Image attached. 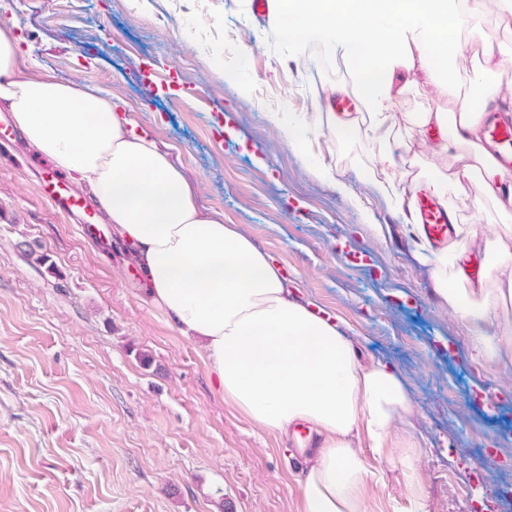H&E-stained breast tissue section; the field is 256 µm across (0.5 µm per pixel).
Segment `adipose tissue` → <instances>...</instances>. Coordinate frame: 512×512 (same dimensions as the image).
I'll use <instances>...</instances> for the list:
<instances>
[{
  "label": "adipose tissue",
  "mask_w": 512,
  "mask_h": 512,
  "mask_svg": "<svg viewBox=\"0 0 512 512\" xmlns=\"http://www.w3.org/2000/svg\"><path fill=\"white\" fill-rule=\"evenodd\" d=\"M272 11L300 19L303 29L290 43L317 41L330 56L358 59L351 85L335 90H352L366 118L340 123L329 112L325 120L339 135L370 143L386 142L394 128L398 66L413 72L409 88L435 81L469 19L468 0H272ZM22 53L15 24H0V104L37 151L89 186L114 232L132 245L151 304L201 343L225 400L265 430L284 433L301 421L319 435L297 479L299 512H367L365 491L375 473L353 442L382 451L410 406L399 376L386 365L361 363L340 323L298 298L279 265L235 225L204 212L182 170L118 103L46 72L21 75ZM481 55L467 90L418 113L411 128H446L438 152L462 162L435 171L429 191L464 204L475 188L508 217L512 195H502L501 186L512 174L494 164L479 135L490 95L485 79L504 74L505 65L489 48ZM459 256L456 247L441 252L437 293L467 326L476 357L503 359L512 354V327L492 335L486 325L512 310V251L496 244L475 285L449 281Z\"/></svg>",
  "instance_id": "obj_1"
}]
</instances>
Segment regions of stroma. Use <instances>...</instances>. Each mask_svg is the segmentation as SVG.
I'll use <instances>...</instances> for the list:
<instances>
[{
    "label": "stroma",
    "mask_w": 512,
    "mask_h": 512,
    "mask_svg": "<svg viewBox=\"0 0 512 512\" xmlns=\"http://www.w3.org/2000/svg\"><path fill=\"white\" fill-rule=\"evenodd\" d=\"M470 7L444 63L461 90L473 42L512 65V28L491 0ZM10 17L21 69L123 103L204 211L343 320L363 364L400 376L410 409L368 458V512H512V358L474 359L385 194H414L454 163L406 134L435 88L396 97L395 136L368 145L316 121L352 63L283 43L252 0H11ZM386 148L398 165L381 163ZM40 157L18 131L0 144V512H296L305 452L225 402L202 348L149 303L130 246L104 255L43 198ZM459 215L484 241L512 238L492 202Z\"/></svg>",
    "instance_id": "1"
}]
</instances>
